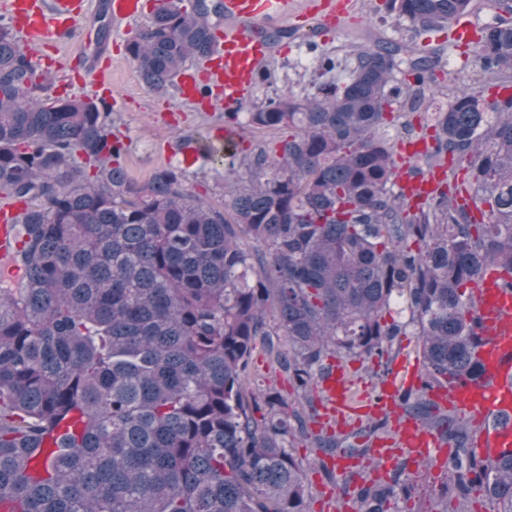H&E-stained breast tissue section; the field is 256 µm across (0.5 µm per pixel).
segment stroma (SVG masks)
I'll list each match as a JSON object with an SVG mask.
<instances>
[{
    "label": "stroma",
    "instance_id": "1",
    "mask_svg": "<svg viewBox=\"0 0 512 512\" xmlns=\"http://www.w3.org/2000/svg\"><path fill=\"white\" fill-rule=\"evenodd\" d=\"M381 2L358 0V10L342 32L330 34L318 29L276 44L266 65L267 78L250 98V105L261 104L286 88L296 92L310 88L316 78L313 59L319 52L343 54L356 45L411 42L413 33L407 22L381 19L377 11ZM112 88L116 94L112 116L128 145L123 164L138 183L147 182L156 168L172 162L170 150L184 136L224 127L223 113L198 111L174 90L162 96L152 92L127 54L112 59ZM404 477L415 491L411 498L398 500L394 512H436L437 495L448 480L447 471L411 466Z\"/></svg>",
    "mask_w": 512,
    "mask_h": 512
}]
</instances>
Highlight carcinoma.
<instances>
[{
	"instance_id": "cac0c4a2",
	"label": "carcinoma",
	"mask_w": 512,
	"mask_h": 512,
	"mask_svg": "<svg viewBox=\"0 0 512 512\" xmlns=\"http://www.w3.org/2000/svg\"><path fill=\"white\" fill-rule=\"evenodd\" d=\"M470 0H384L417 34L441 32ZM466 45L479 78L444 106L443 49L388 42L322 81L284 89L247 113L272 143L189 134L216 173L213 204L162 166L145 184L120 159L112 108L45 95L32 54L0 25V201L18 217L21 271L0 285V502L21 512H310L294 454L302 435L329 457L366 458L379 419L349 434L309 430L310 392L332 358L386 365L417 337L418 386L396 407L455 451L440 512L483 499L512 512V452L487 459L468 417L433 399L477 380L485 338L476 286L493 266L512 279V0ZM224 6L159 0L126 50L155 93L214 47ZM343 68L339 80L331 73ZM422 140L415 160L404 142ZM437 176L425 199L401 169ZM302 394L303 410L249 391L252 353ZM79 430L57 447L72 417ZM407 461L373 481L342 477L355 512L410 497Z\"/></svg>"
}]
</instances>
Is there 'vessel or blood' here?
<instances>
[{
    "label": "vessel or blood",
    "mask_w": 512,
    "mask_h": 512,
    "mask_svg": "<svg viewBox=\"0 0 512 512\" xmlns=\"http://www.w3.org/2000/svg\"><path fill=\"white\" fill-rule=\"evenodd\" d=\"M104 8L113 22H130L142 14L140 0H106ZM356 10V0H322L319 17L309 9L289 5L288 0H224V33L214 52L200 64L183 68L177 81L184 96L208 100L222 111L239 112L252 97L271 47L263 35L271 19L293 16L297 26L315 22L319 26L342 27ZM20 40L40 48H60L77 40L87 45L91 32L86 24L85 0H0ZM480 22L474 13L459 16L451 25L456 41H473ZM22 206L0 203V278H16L13 254L20 244L15 223ZM499 273H491L477 290L487 341L476 357L484 376L451 387L446 400L462 414L486 418L478 436L477 450L487 458L512 451V427L491 424L499 414L512 413V291L502 288ZM326 415L347 410L352 398L351 383L343 369L336 368L321 382ZM445 443L415 420L402 423L395 448H377L379 469H387L394 452L406 454L412 462L441 460Z\"/></svg>",
    "instance_id": "1"
}]
</instances>
